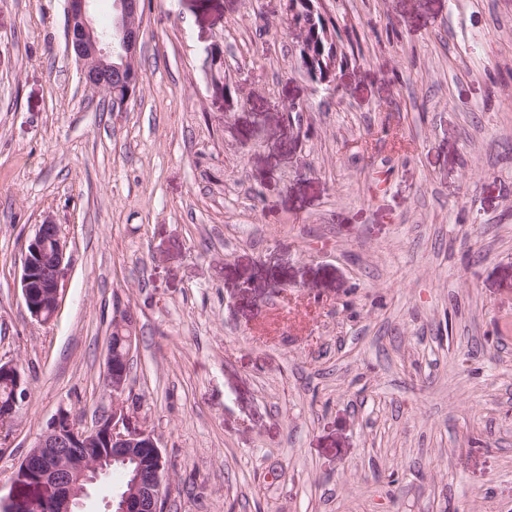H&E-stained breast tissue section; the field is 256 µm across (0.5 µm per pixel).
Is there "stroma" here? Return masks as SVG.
Returning <instances> with one entry per match:
<instances>
[{"instance_id": "1", "label": "stroma", "mask_w": 512, "mask_h": 512, "mask_svg": "<svg viewBox=\"0 0 512 512\" xmlns=\"http://www.w3.org/2000/svg\"><path fill=\"white\" fill-rule=\"evenodd\" d=\"M144 0L123 111L79 85L65 0H0V363L27 393L0 496L60 412L135 428L166 512H512V0ZM295 102L299 111L287 113ZM67 244L34 320L22 258ZM286 10L288 25L294 35V54L298 68H300L312 81L326 83L330 81L335 70L334 45L326 57L327 64L322 61V73L315 68L312 73L307 70L306 60H312L316 54V48L325 53L321 36L315 25V14L322 15L320 8L311 0H287ZM321 59V56H317ZM65 259L66 244L57 225H38L23 256L21 293L30 316L39 322L47 321L44 319L47 309L54 308L53 317L57 312Z\"/></svg>"}]
</instances>
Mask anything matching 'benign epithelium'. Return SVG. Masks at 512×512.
Returning a JSON list of instances; mask_svg holds the SVG:
<instances>
[{
    "label": "benign epithelium",
    "mask_w": 512,
    "mask_h": 512,
    "mask_svg": "<svg viewBox=\"0 0 512 512\" xmlns=\"http://www.w3.org/2000/svg\"><path fill=\"white\" fill-rule=\"evenodd\" d=\"M94 0H65V46L74 57L82 85L89 91H108L125 105L138 81L136 58L143 35L139 0H114L113 28L100 31L94 23ZM288 25L294 35L298 68L324 49L315 25L320 8L312 0H286ZM335 70L329 51L322 70L308 77L330 81ZM66 244L50 224H40L22 260L21 293L30 316L44 321L49 308H58ZM130 353L107 352L105 380L114 399L110 412L95 426L79 428L60 413L48 430L36 437L12 476L14 495L1 501L5 512H82L89 486L112 468L134 466L125 490L107 503V512H164L163 479L166 464L155 434L128 426L129 414L118 396L128 384L123 368Z\"/></svg>",
    "instance_id": "7a95c632"
}]
</instances>
